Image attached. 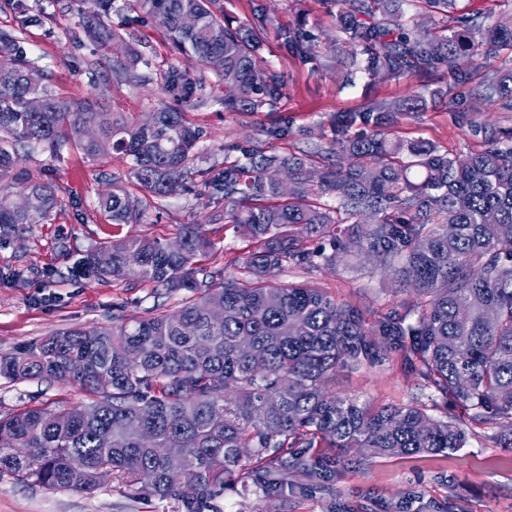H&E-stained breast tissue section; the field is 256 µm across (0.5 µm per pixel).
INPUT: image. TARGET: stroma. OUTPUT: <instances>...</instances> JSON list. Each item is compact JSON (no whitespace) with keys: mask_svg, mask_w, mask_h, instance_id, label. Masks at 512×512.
<instances>
[{"mask_svg":"<svg viewBox=\"0 0 512 512\" xmlns=\"http://www.w3.org/2000/svg\"><path fill=\"white\" fill-rule=\"evenodd\" d=\"M44 6L47 16L28 27L25 46L31 59L44 68L54 94L79 103L102 95L105 105L136 115L149 111L159 100L178 105L176 96L164 95L156 86L131 87L112 78L113 49L97 47L79 38L77 14L71 0H0V28L20 23L18 2ZM263 5L271 19L264 38V57L274 66L284 85V97L274 108L260 112L225 111L223 86L212 73L202 72L194 59L174 52L161 31L150 22L131 25L130 31L155 64L173 65L191 78H204L205 105L192 109L189 118L203 127L197 167L222 169L225 156L260 138L272 126L288 129L276 141L279 152L302 148L318 137L333 136L338 116L352 114L356 121L345 128L348 137L373 128L367 108L391 102L418 89L413 73L371 76L356 73L352 81L339 77L338 51L314 60L297 56L282 32L296 25L323 43L336 38L339 0H224L238 19L251 17ZM96 68H89V61ZM484 67L473 66L466 79L449 84L448 67L440 65L434 77L452 85V102L429 100L421 111L398 112L391 129L405 140H424L453 155L484 149L488 140H512V112L479 99L477 87ZM119 156L105 162L90 161L70 149L53 155L36 149L25 151L15 169L18 177L34 176L52 182L61 205L50 223L34 225L23 236L0 242V356L17 346L52 332L108 326L113 320L132 322L152 310L173 312L185 292L171 293L136 278L98 282L74 275V268L100 243L113 235L173 236L179 224L207 219L223 210L222 195L198 185L191 192L159 200L143 223L115 227L100 214L96 201L112 188L111 174L124 173ZM210 235L213 253L204 259L210 270L225 277L239 276L238 259L247 251V238L231 224H214ZM279 279L323 289L337 304L357 309L365 326L385 314L405 312L416 301L414 292L392 288V275L380 261L352 252L336 265L285 266ZM336 390L359 396L377 406L417 402L434 409L432 392L404 357L395 351L376 366L348 364L336 374ZM88 395L76 386L56 381L9 382L0 378V414L27 406L74 407ZM468 432L464 447L413 457H374L362 449L341 452L313 448L308 452L322 477L317 489L291 487L277 498L238 482L225 490L217 504L222 512H512V447L501 444L504 420L477 423L461 412ZM0 512H170L166 502L131 497L112 478L103 479L91 494L68 489L48 490L0 477Z\"/></svg>","mask_w":512,"mask_h":512,"instance_id":"obj_1","label":"stroma"}]
</instances>
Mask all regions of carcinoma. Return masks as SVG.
<instances>
[{
  "mask_svg": "<svg viewBox=\"0 0 512 512\" xmlns=\"http://www.w3.org/2000/svg\"><path fill=\"white\" fill-rule=\"evenodd\" d=\"M84 36L108 47L116 82L154 83L178 92L188 107L197 82L171 66L150 68L121 29L101 19L119 9L147 18L171 48L193 58L224 83L226 112L273 108L284 95L278 73L263 56L268 15L260 7L238 20L221 0H75ZM336 19L352 61L371 75L430 74L448 64L458 80L481 62L512 53V15L458 13L456 0H342ZM18 29H0V241L46 224L60 206L49 181L28 176L15 206L10 183L19 149L52 155L74 149L92 161L119 155L124 176L98 208L115 226L142 224L151 201L177 195L199 177L224 194V210L209 223L232 224L254 249L241 257L240 278H217L201 265L215 242L205 225L180 224L174 240L123 236L104 244L76 273L98 282L129 276L193 297L173 313H152L133 324L70 328L25 343L0 357L10 381L62 380L89 402L75 408L25 407L0 415V472L46 489L94 492L100 475L137 496L173 504V512H220L215 500L229 481L242 480L269 496L288 475H314L307 448H364L373 456L405 457L461 448L466 430L453 413L435 417L417 404L373 407L329 388L348 362H375L401 349L442 402L482 422L512 420V145L492 140L481 151L450 156L427 141L403 140L387 126L394 112H412L436 96L423 84L409 97L368 108L377 128L361 137H318L302 153L281 154L272 141L288 128L264 132L224 169L193 167L203 129L164 103L154 123L110 111L91 98L68 104L44 84L29 58L21 29L42 24L45 12L20 4ZM196 26L187 29L183 18ZM282 36L303 58L321 44L301 29ZM37 97L43 107L28 109ZM478 97L512 112V73L487 72ZM334 154L341 163L325 164ZM288 171V193L278 178ZM132 184L136 192L126 185ZM336 198L325 205V196ZM331 252H315L312 238ZM357 243L391 266L398 286L420 296L417 317L379 321L373 329L320 288L276 281L287 264L321 259L334 265ZM111 266L102 269L97 256ZM221 308L219 319L212 310ZM263 356L255 369L252 353ZM194 472L187 484L170 479L169 460Z\"/></svg>",
  "mask_w": 512,
  "mask_h": 512,
  "instance_id": "cac0c4a2",
  "label": "carcinoma"
}]
</instances>
